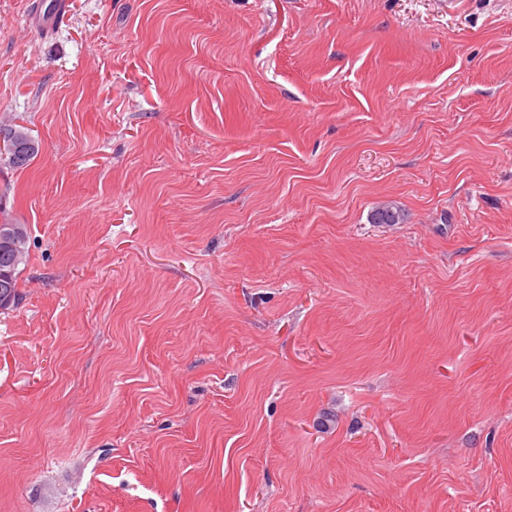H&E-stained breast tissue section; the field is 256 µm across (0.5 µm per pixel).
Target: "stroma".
<instances>
[{
    "mask_svg": "<svg viewBox=\"0 0 512 512\" xmlns=\"http://www.w3.org/2000/svg\"><path fill=\"white\" fill-rule=\"evenodd\" d=\"M70 2L0 0V512H512V0ZM70 14L69 0H31L29 25L42 34H50ZM27 142L32 143V145L26 147ZM3 151L0 148V161H4L12 168H23L38 153L39 147H36L35 141L25 130V127L18 126L17 128L15 126L9 129V132L3 138ZM1 155H5V157ZM11 225L10 231L17 230L15 248H3L0 246V301L2 296L11 299L13 305L19 298L18 275L19 266L27 261L28 256V231L23 224Z\"/></svg>",
    "mask_w": 512,
    "mask_h": 512,
    "instance_id": "obj_1",
    "label": "stroma"
}]
</instances>
